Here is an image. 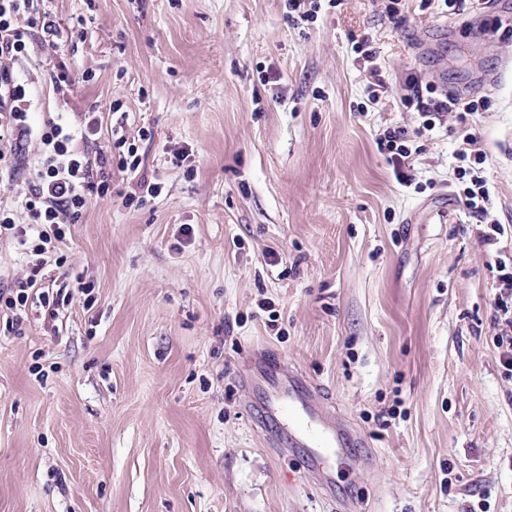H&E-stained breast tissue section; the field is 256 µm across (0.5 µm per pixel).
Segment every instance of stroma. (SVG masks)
<instances>
[{
	"label": "stroma",
	"instance_id": "35a3bbf8",
	"mask_svg": "<svg viewBox=\"0 0 512 512\" xmlns=\"http://www.w3.org/2000/svg\"><path fill=\"white\" fill-rule=\"evenodd\" d=\"M53 0L85 40L32 39L11 68L39 113L95 112L108 148L122 104L139 176L67 234L54 288L82 295L54 328L0 316V512H512V367L499 260H512V0L447 13L400 0ZM387 89L370 102L354 41ZM66 64L93 80L60 94ZM487 101L469 117L490 202L461 201L456 122L415 138L413 179L377 148L417 127L409 77ZM182 159H175V152ZM0 205L33 143L0 140ZM158 197L126 205L140 179ZM191 227L184 237L183 227ZM316 385L363 447L324 457L329 489L264 411L274 364ZM43 375H36L35 366Z\"/></svg>",
	"mask_w": 512,
	"mask_h": 512
}]
</instances>
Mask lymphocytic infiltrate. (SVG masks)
Here are the masks:
<instances>
[{
    "instance_id": "lymphocytic-infiltrate-1",
    "label": "lymphocytic infiltrate",
    "mask_w": 512,
    "mask_h": 512,
    "mask_svg": "<svg viewBox=\"0 0 512 512\" xmlns=\"http://www.w3.org/2000/svg\"><path fill=\"white\" fill-rule=\"evenodd\" d=\"M33 32L52 47L79 34L78 29L64 28L50 5L38 6L34 0H0V137H29L39 153L32 181L17 192L15 207L0 206V237L13 238L38 258L24 277L0 286V309L10 314L5 322L10 332L22 324L28 303L39 304L45 317L52 319L58 307L69 301L68 289L43 290L42 255L57 254L66 240V225L77 223L92 199L110 193L113 168L135 173L141 165L136 143L121 135L113 143L114 153L100 154L97 163H90L80 146L92 143L101 129L96 113L84 112L74 119L60 112L35 121L31 86L8 67L9 61L27 55ZM400 102L423 116L427 131L434 130L437 121L450 113L458 123H465L483 106L479 100L435 95L432 87L415 77L407 79Z\"/></svg>"
}]
</instances>
